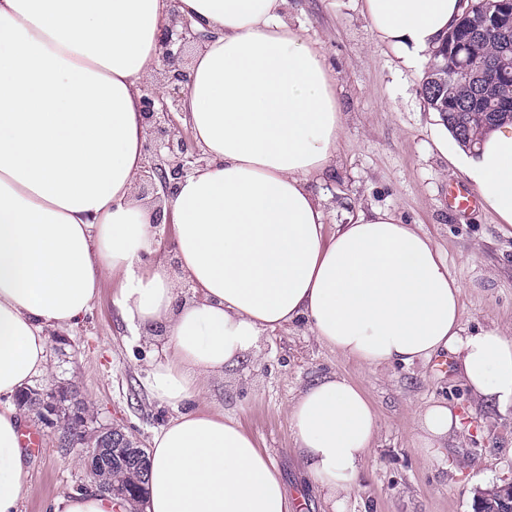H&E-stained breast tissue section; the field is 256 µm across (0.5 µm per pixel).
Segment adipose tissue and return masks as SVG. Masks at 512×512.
<instances>
[{"instance_id":"obj_1","label":"adipose tissue","mask_w":512,"mask_h":512,"mask_svg":"<svg viewBox=\"0 0 512 512\" xmlns=\"http://www.w3.org/2000/svg\"><path fill=\"white\" fill-rule=\"evenodd\" d=\"M361 12L412 68L461 9L362 0ZM177 13L213 33L187 67L182 120L212 162L158 209L137 196L141 86ZM342 130L336 76L289 22L288 0H0V512L23 498L13 399L49 376V336L77 326L108 280L132 341L152 349L150 393L174 411L150 441L144 512H292L236 419L183 404L297 324L368 368L448 354L475 399L512 409V336L465 328L462 285L426 235L373 207L326 237L309 180L332 165ZM464 171L512 224V124ZM157 215L173 258L158 254ZM286 412L304 473L346 512L380 431L371 401L332 374ZM415 421L434 455L460 427L443 403Z\"/></svg>"}]
</instances>
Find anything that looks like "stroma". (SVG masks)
<instances>
[{"mask_svg": "<svg viewBox=\"0 0 512 512\" xmlns=\"http://www.w3.org/2000/svg\"><path fill=\"white\" fill-rule=\"evenodd\" d=\"M289 14L336 73L343 131L332 166L309 182L326 207L327 233L358 210H390L445 257L463 286L465 328L512 336V227L480 202L462 212L449 209V188L467 177L438 147L450 135L419 94L423 67L401 66L393 49L376 43L355 0H289ZM112 291L104 284L77 327L50 336V379L78 392L93 425L120 429L145 447L173 410L148 394L145 352L131 350ZM333 373L364 390L380 424L351 512H473L485 486L512 482V410L483 409L454 367H441L436 358L411 367H364L300 325L264 337L253 361L210 379L203 396L237 419L275 461L296 512H327L328 506L301 470L286 408L303 386ZM435 402L454 406L462 418L437 458L419 448L413 419ZM27 425L39 447L28 453L21 512H54L60 497L91 478L81 454L57 447L36 414Z\"/></svg>", "mask_w": 512, "mask_h": 512, "instance_id": "stroma-1", "label": "stroma"}]
</instances>
